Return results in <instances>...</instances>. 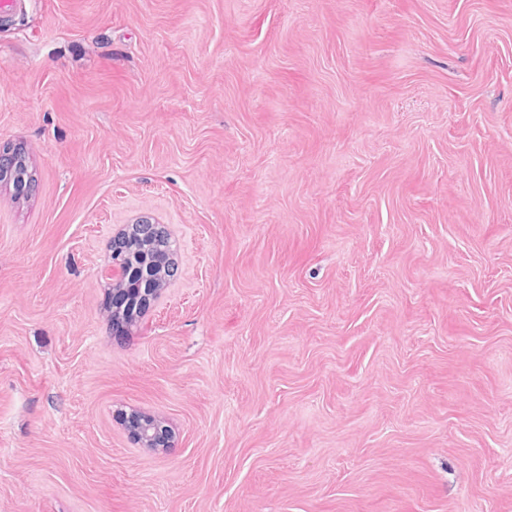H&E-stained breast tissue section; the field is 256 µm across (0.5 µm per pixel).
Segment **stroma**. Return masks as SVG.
I'll return each mask as SVG.
<instances>
[{"mask_svg": "<svg viewBox=\"0 0 512 512\" xmlns=\"http://www.w3.org/2000/svg\"><path fill=\"white\" fill-rule=\"evenodd\" d=\"M1 147L0 512H512V0H26ZM137 235L133 237L123 252L136 251L137 257L141 259H153L161 256L163 261L161 264H155L153 268L157 272L158 285L155 288L150 277L149 268L140 269V284L144 288H139V308H144L154 301L168 281H170L177 273L178 267L174 259L175 248L173 241L167 229L161 224H153L149 221H141L138 224ZM132 264L133 256H125L122 254L112 258V264L102 270V275L113 282L114 288L112 290V297L114 305L117 301L123 303V307L131 305V290L124 288V285L130 276ZM161 422L150 418L134 417L130 427L134 435L146 446H156L162 436Z\"/></svg>", "mask_w": 512, "mask_h": 512, "instance_id": "stroma-1", "label": "stroma"}]
</instances>
